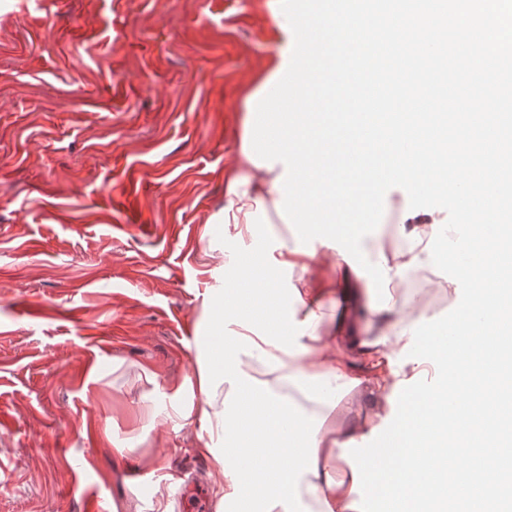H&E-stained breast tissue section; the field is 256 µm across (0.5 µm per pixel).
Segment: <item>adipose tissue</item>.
<instances>
[{
  "label": "adipose tissue",
  "instance_id": "ef3b65f1",
  "mask_svg": "<svg viewBox=\"0 0 512 512\" xmlns=\"http://www.w3.org/2000/svg\"><path fill=\"white\" fill-rule=\"evenodd\" d=\"M284 170L280 162L259 167L241 157L227 185L221 223L253 224L257 211L280 201L275 182ZM434 195L437 204L403 207L400 245L377 248L375 259L390 280L427 270L437 287L452 293L464 288L470 297H479L487 280L467 256V236L452 243L449 256L432 252L433 243L451 229L448 209L440 204L447 186H436ZM320 261L317 248L296 247L281 257L278 268L302 272L284 301L271 288L265 260L238 252L227 257V267L248 270L253 285L234 284L212 301L205 362L195 382L180 384L170 396L175 416L198 415L210 435L202 452L214 463V512H227L231 504L247 512L251 502L270 505L290 497L312 503L316 512H362V504L376 497L405 504V512H448L443 490L458 482L463 494L455 512H468L475 500L484 502L488 512H499L494 491L502 471L472 463L469 447L472 440L495 435L504 417L499 377L512 364V352L501 353L494 372H483L473 353L478 332L467 306H460L455 318L466 340L463 360L450 384L429 391L425 381L439 374L442 356L428 337L447 331V322L424 314L406 321L395 300L373 309L368 278L340 258L336 294L343 308L335 329H326L325 290L312 275ZM249 357L265 362V379L246 365ZM406 375L413 385L409 394L400 395V421L376 433V420L399 394ZM223 385L235 402L247 401L256 409L276 401L290 434H281L256 410L246 428L233 411L214 410L212 400ZM191 391L202 399L196 413L180 401ZM423 421L451 429L449 439L436 445L429 470L412 455ZM244 443L252 452L246 463L235 453ZM363 450L366 466H353L352 458Z\"/></svg>",
  "mask_w": 512,
  "mask_h": 512
}]
</instances>
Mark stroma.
<instances>
[{
    "label": "stroma",
    "mask_w": 512,
    "mask_h": 512,
    "mask_svg": "<svg viewBox=\"0 0 512 512\" xmlns=\"http://www.w3.org/2000/svg\"><path fill=\"white\" fill-rule=\"evenodd\" d=\"M288 26L280 0H0V512H213L206 431L159 412L226 254L300 244L271 210L216 221Z\"/></svg>",
    "instance_id": "35a3bbf8"
}]
</instances>
